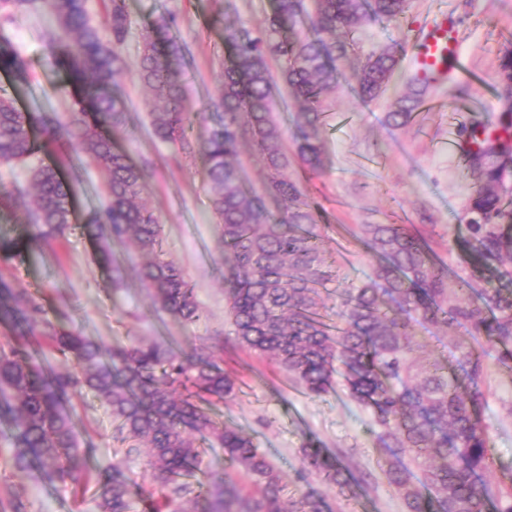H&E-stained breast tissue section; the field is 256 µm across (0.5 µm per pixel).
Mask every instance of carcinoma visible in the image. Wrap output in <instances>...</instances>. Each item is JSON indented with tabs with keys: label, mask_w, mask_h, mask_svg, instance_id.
Wrapping results in <instances>:
<instances>
[{
	"label": "carcinoma",
	"mask_w": 512,
	"mask_h": 512,
	"mask_svg": "<svg viewBox=\"0 0 512 512\" xmlns=\"http://www.w3.org/2000/svg\"><path fill=\"white\" fill-rule=\"evenodd\" d=\"M36 0H0V71L14 85L30 80L27 61L5 35L14 14ZM66 39L55 46L54 65L66 75L76 108L26 114L0 89V166L30 159L29 180L13 187L29 197L25 241L0 240L13 255L61 238L71 228L73 196L56 166L38 154L59 135L74 140L105 176L106 206L85 224L102 259L121 281L112 245L131 238L148 257L140 280L156 310L199 324L207 315L185 270L166 258L162 224L143 202L147 164L115 147L130 111L124 79L130 70L153 103V136L191 153L187 132L201 125L213 213L224 251V298L231 334L242 348L271 358L312 397L338 387L371 417L387 483L406 512H512V476L491 482V431L485 421L487 358L512 368V119L461 127V150L476 173L463 221L465 248L474 269L502 284L485 288L471 275L448 273L414 224H362L358 237L377 261L358 286L336 290V321L322 314V292L336 267L322 247L321 215L288 176L323 168L325 98L336 89L337 62L356 52L355 35L377 22H396L408 0H275L264 26L248 27L228 14L223 26L224 78L211 111L188 104L182 72L191 52L163 12L141 34L131 62L122 48L131 34L126 0H108L102 24L91 21L87 0H42ZM405 52L392 43L364 55L355 74L366 99L383 94ZM450 68H420L396 92L390 122L406 126L431 84ZM498 96L512 116V53L503 55ZM295 109L292 133L275 117L274 92ZM250 144L265 167L261 187L241 178L240 147ZM0 421L12 425L13 466L35 468L48 480L82 493L94 484L99 512H131L127 461L138 459L162 491L155 512H323V498L289 496L280 472L234 428L215 420L213 407L234 391L224 373V340L215 335L185 355L159 341L104 350L79 332L58 329L42 303L0 274ZM456 332L451 359L416 352L428 346L419 330ZM59 353L66 368L43 364L32 344ZM91 390L112 417L117 460L83 472L75 444L78 414L72 401ZM224 449L234 472L205 475L198 440ZM303 467L321 474L341 495L361 480L340 456L309 440Z\"/></svg>",
	"instance_id": "carcinoma-1"
}]
</instances>
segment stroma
I'll return each instance as SVG.
<instances>
[{
  "instance_id": "obj_1",
  "label": "stroma",
  "mask_w": 512,
  "mask_h": 512,
  "mask_svg": "<svg viewBox=\"0 0 512 512\" xmlns=\"http://www.w3.org/2000/svg\"><path fill=\"white\" fill-rule=\"evenodd\" d=\"M134 32L160 12L172 13L180 36L189 45L193 64L184 74L190 104L206 110L222 80L224 37L216 19L222 12L253 27L263 26L271 0H126ZM445 22L454 33L472 72H450L434 83L430 95L446 106L396 127L387 121L391 100L360 97L353 78L354 62L341 67L342 80L327 99L324 167L303 177L305 190L320 206L325 226L323 246L341 264L351 281L369 274L374 257L356 237L361 224H416L433 228L432 247L449 270L470 274L471 266L453 243L464 234L461 217L472 178L461 154L441 151L442 142L457 139L461 126L477 121L499 122L505 107L498 99V65L512 51V0H409L397 23H380L361 37L363 48L398 40L414 44L430 25ZM53 18L43 10L17 14L7 34L32 64L33 79L20 87L16 100L27 112L65 113L72 99L52 61L49 41ZM131 123L117 136L120 148L134 161L149 160L145 201L163 225L164 249L189 274L207 324L160 320L138 273L144 256L133 244L116 247L124 267L116 283L85 224L104 202L100 168L77 154L67 137L50 147L62 168H76L71 182L76 219L65 238L40 249L0 260V274L39 300L56 327L78 330L104 349L160 338L190 352L211 332L229 329L224 300V257L220 226L211 210L199 153L156 140L150 131V107L134 77L125 80ZM21 167L0 168V238L24 239L25 203L12 195L16 182L27 180ZM224 367L234 373L235 395L218 405L224 424L251 436L280 471L290 489L323 494L327 512H406L402 499L388 485L378 466V452L369 414L345 391L312 397L293 384L269 360L228 342ZM485 412L492 426L493 478L512 474V370L491 365ZM75 429L84 449L86 468L96 471L113 461L112 420L94 392L77 403ZM340 454L365 483L346 500L316 476L302 477L301 449L309 438ZM14 451L9 427L0 423V499L19 494L28 512H99L93 496L75 497L71 488L46 480L36 469L8 466Z\"/></svg>"
}]
</instances>
